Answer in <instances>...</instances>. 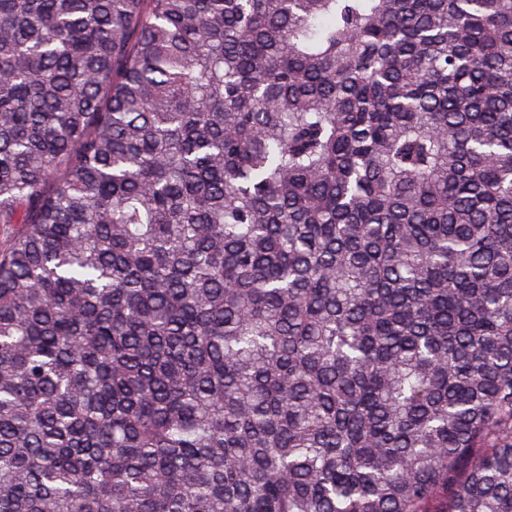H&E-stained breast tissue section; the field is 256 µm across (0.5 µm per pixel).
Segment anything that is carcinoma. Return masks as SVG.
Listing matches in <instances>:
<instances>
[{"label": "carcinoma", "instance_id": "cac0c4a2", "mask_svg": "<svg viewBox=\"0 0 512 512\" xmlns=\"http://www.w3.org/2000/svg\"><path fill=\"white\" fill-rule=\"evenodd\" d=\"M0 512H512V0H0Z\"/></svg>", "mask_w": 512, "mask_h": 512}]
</instances>
